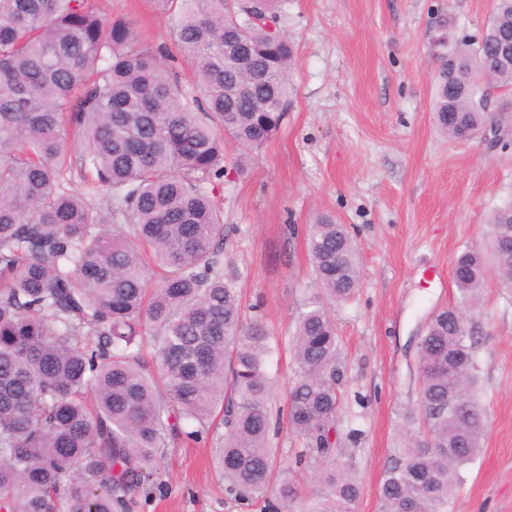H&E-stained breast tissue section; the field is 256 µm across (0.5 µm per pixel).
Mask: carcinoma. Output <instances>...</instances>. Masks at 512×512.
Returning a JSON list of instances; mask_svg holds the SVG:
<instances>
[{"instance_id": "cac0c4a2", "label": "carcinoma", "mask_w": 512, "mask_h": 512, "mask_svg": "<svg viewBox=\"0 0 512 512\" xmlns=\"http://www.w3.org/2000/svg\"><path fill=\"white\" fill-rule=\"evenodd\" d=\"M172 17L154 47L98 0H0V512H129L159 449L214 421L226 490L243 505L275 490L303 500L269 443L274 351L224 277V140L252 158L290 106L294 44L283 0L249 18L231 0H154ZM512 0H494L478 43L434 47L432 112L457 144L512 127ZM190 64L195 92L166 62ZM103 197L105 204L95 203ZM491 255L512 291V204L491 216ZM317 293L297 312L288 426L295 465L320 470L302 512H353L359 496L342 427L346 356L334 309L360 285L345 225H308ZM490 267L455 258L454 306L417 343L423 425L405 428L380 486L383 512H448L481 448L475 311Z\"/></svg>"}]
</instances>
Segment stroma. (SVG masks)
<instances>
[{
	"mask_svg": "<svg viewBox=\"0 0 512 512\" xmlns=\"http://www.w3.org/2000/svg\"><path fill=\"white\" fill-rule=\"evenodd\" d=\"M153 45L169 19L153 0H101ZM493 0H284L281 29L295 42L292 103L277 134L236 171L234 144L216 202L224 211V271L245 319L279 345L268 361L273 410L294 384L289 353L297 308L312 292L306 227L329 213L360 253L361 287L335 309L348 353L344 422L353 450L354 512H382L379 487L403 416L417 411L416 343L456 302L453 263L487 245L489 216L512 203V130L496 147L449 142L430 110L432 42L440 24L480 36ZM483 447L448 512H512V294L488 279L477 314ZM157 472L130 512H271L225 489L211 438L161 449Z\"/></svg>",
	"mask_w": 512,
	"mask_h": 512,
	"instance_id": "stroma-1",
	"label": "stroma"
}]
</instances>
